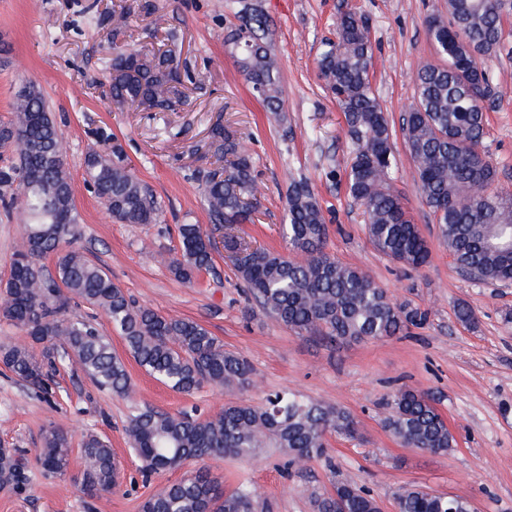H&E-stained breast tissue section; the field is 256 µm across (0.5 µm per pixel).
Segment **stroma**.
Returning a JSON list of instances; mask_svg holds the SVG:
<instances>
[{"instance_id":"35a3bbf8","label":"stroma","mask_w":512,"mask_h":512,"mask_svg":"<svg viewBox=\"0 0 512 512\" xmlns=\"http://www.w3.org/2000/svg\"><path fill=\"white\" fill-rule=\"evenodd\" d=\"M132 0H0V120L7 119L18 88L34 83L46 97L64 144L79 214L75 248L99 263L138 305L202 324L226 349L253 368L246 389L203 386L175 392L127 357L112 324L82 305L76 314L94 319L125 358L135 392L126 399L95 387L71 366L60 369L51 397L24 386L0 366V443L24 459L21 490L0 489V512H141L144 499L182 479L178 468L143 478L125 428L132 403L170 413L209 417L226 404L263 402L288 389L350 411L359 435L328 437V459L299 469L284 465L273 448L250 460L209 461L225 492L240 484L258 495L257 512H313L314 495L333 481L369 490L381 512H395L401 488L467 498L474 512H512V287L462 276L438 240L403 138H396L398 169L393 188L431 248L429 263L412 269L380 253L365 230V217L346 192L350 138L342 112L324 90L317 61L335 35L342 13L367 23L374 50L372 90L400 127L415 96L416 68L437 62L427 20L446 12V0H256L275 24L274 49L286 90L287 122H278L257 99L227 53V27L238 24L241 0H146L134 12L123 42L144 51L175 48L185 97L176 110L147 112L115 105L109 95L112 56L110 18ZM501 50L486 59L492 78L488 123L480 149L496 170L499 190L512 193V16L503 25ZM245 140L262 188L257 217L244 225L253 245L288 254L282 235L292 180L305 179L329 228L326 250L362 269L398 303L427 311L423 327L378 341L330 343L299 335L277 322L247 295L224 250L213 272L195 283L169 270L178 255L177 227L207 224L203 188L211 169L208 129L216 116ZM104 127L122 145L134 173L162 205L159 223L125 224L114 218L84 181L83 161L92 130ZM19 206L0 205V279L7 277L24 233ZM468 305L475 321L457 320ZM428 396L455 437L454 448L432 454L402 446L383 426L399 388ZM67 430L70 478H46L36 461L49 424ZM109 439L120 484L87 496L74 478L83 469L80 444L87 432Z\"/></svg>"}]
</instances>
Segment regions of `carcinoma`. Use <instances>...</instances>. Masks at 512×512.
<instances>
[{
  "label": "carcinoma",
  "mask_w": 512,
  "mask_h": 512,
  "mask_svg": "<svg viewBox=\"0 0 512 512\" xmlns=\"http://www.w3.org/2000/svg\"><path fill=\"white\" fill-rule=\"evenodd\" d=\"M241 24L225 43L266 110L285 120L286 91L274 51L273 24L262 9L246 3ZM427 31L438 64H423L414 74L415 100L402 119L401 132L439 239L456 268L493 285H512V194L496 189V170L479 150L486 114L477 98L490 87L481 61L497 53L502 16L497 0H447V15L429 20ZM373 48L366 22L342 14L336 40L319 58L320 75L343 113L352 141L346 189L366 216L367 234L383 254L419 268L430 247L392 188L397 168L394 131L373 95ZM110 95L118 105L147 111L170 110L182 102L183 79L175 51L113 49ZM209 150L223 167L210 171L204 201L212 232L235 255L234 268L248 293L290 330L331 341H369L394 336L426 320V313L394 303L386 290L361 269L326 252L328 227L323 209L306 181L288 193V236L292 255L254 248L240 235L253 222L260 188L255 160L246 143L217 117L209 128ZM102 148L84 156L87 184L122 223L156 224L161 206L132 172L122 145L98 130ZM0 147L16 160L0 167V201L21 199L28 216L9 276L0 282V317L22 328L26 339L0 340V364L30 388L49 393V381L62 365L77 367L98 386L132 397L124 361L112 340L93 322L69 314L71 304L98 308L112 323L133 359L164 385L192 393L208 384L244 389L252 368L198 322L162 315L137 306L112 283L104 268L67 245L77 235L71 179L60 151V136L43 94L21 87L10 116L0 122ZM179 257L173 276L191 283L214 268V243L199 224H181ZM54 268L48 270L46 259ZM43 349L35 353L33 345ZM384 426L409 448L441 454L455 445L448 425L429 398L401 390L390 403ZM354 416L344 408L305 400L286 390L267 395L261 405L224 406L206 418L172 414L152 407L133 409L126 433L147 476L196 464L186 479L169 484L142 504V512H255V491L241 485L226 493L205 469L209 460L252 458L261 449L278 448L289 466L327 456V435L353 438ZM70 440L59 425L42 435L38 459L47 478L62 479L69 469ZM80 452L81 489L89 495L116 488L120 471L110 441L95 432L84 435ZM22 475V457L0 448V488H14ZM398 512H473L461 497L419 486L396 495ZM315 512H381L365 489L337 482L333 492L313 498Z\"/></svg>",
  "instance_id": "cac0c4a2"
}]
</instances>
